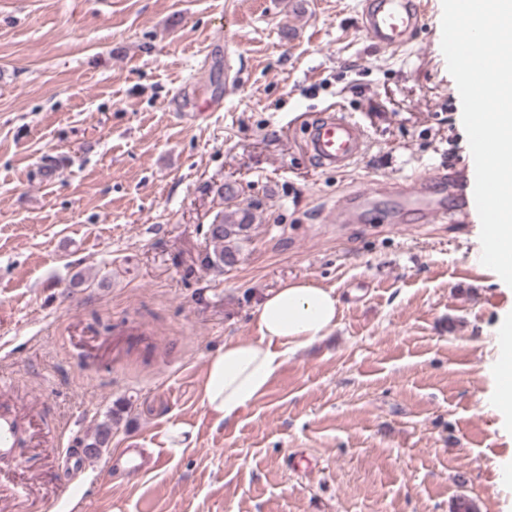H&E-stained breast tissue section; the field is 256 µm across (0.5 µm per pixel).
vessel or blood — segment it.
<instances>
[{
  "mask_svg": "<svg viewBox=\"0 0 512 512\" xmlns=\"http://www.w3.org/2000/svg\"><path fill=\"white\" fill-rule=\"evenodd\" d=\"M359 27L378 48L399 51L412 44L426 25L424 0H361ZM307 154L320 166L344 169L366 150L364 131L352 117L327 109L309 122L305 140ZM432 176L415 180L413 185L375 182L355 199L342 201L337 207L339 223L363 222L367 213L390 206L394 216L416 214L421 223L447 221L449 211L432 189ZM15 384L10 376L0 377V463L15 460L17 449L27 447L35 435L31 420L6 399ZM111 467L135 476L145 472L140 453L133 448L114 450Z\"/></svg>",
  "mask_w": 512,
  "mask_h": 512,
  "instance_id": "b4317fda",
  "label": "vessel or blood"
}]
</instances>
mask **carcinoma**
Returning a JSON list of instances; mask_svg holds the SVG:
<instances>
[{"label": "carcinoma", "mask_w": 512, "mask_h": 512, "mask_svg": "<svg viewBox=\"0 0 512 512\" xmlns=\"http://www.w3.org/2000/svg\"><path fill=\"white\" fill-rule=\"evenodd\" d=\"M217 194L228 200L229 204L208 224L207 235L213 244V251L206 255V263L213 268L222 269L237 263L243 243L250 240L254 214L249 208L230 204L236 194L231 185L219 186ZM111 440L112 418L109 417L99 423L94 433L87 437L84 444L85 454L90 458L99 455L101 449L108 447Z\"/></svg>", "instance_id": "cac0c4a2"}]
</instances>
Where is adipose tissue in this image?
<instances>
[{
	"instance_id": "ef3b65f1",
	"label": "adipose tissue",
	"mask_w": 512,
	"mask_h": 512,
	"mask_svg": "<svg viewBox=\"0 0 512 512\" xmlns=\"http://www.w3.org/2000/svg\"><path fill=\"white\" fill-rule=\"evenodd\" d=\"M335 289L291 279L265 292L252 313L255 338L228 339L208 361L203 401L224 423L235 422L261 397L289 357L327 336L336 326ZM512 368V316L499 325V356L490 368V399L501 424L512 429V386L503 382Z\"/></svg>"
}]
</instances>
